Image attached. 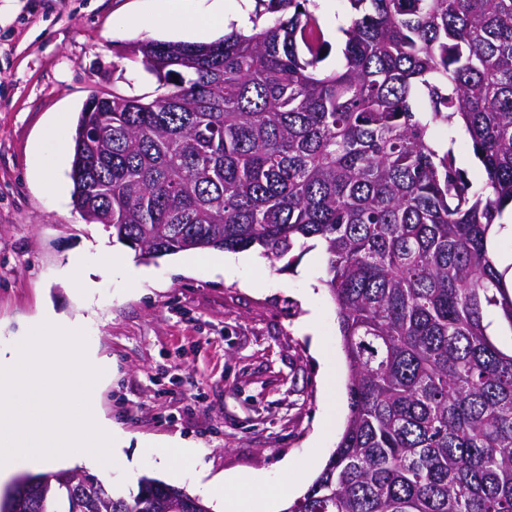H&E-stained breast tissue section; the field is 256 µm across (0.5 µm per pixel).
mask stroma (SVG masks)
<instances>
[{
	"instance_id": "stroma-1",
	"label": "stroma",
	"mask_w": 512,
	"mask_h": 512,
	"mask_svg": "<svg viewBox=\"0 0 512 512\" xmlns=\"http://www.w3.org/2000/svg\"><path fill=\"white\" fill-rule=\"evenodd\" d=\"M343 0H317L341 59ZM185 18L155 20V0H0V341L47 310L80 319L111 363L98 410L127 443L130 468L105 475L115 491L140 476L197 495L234 475L287 484L301 496L322 471L348 415L347 364L321 247L288 270L253 248L217 273L218 250L137 261L74 209L70 178L79 112L95 91L142 95L154 79L121 53L145 37L186 41ZM53 174L46 193L43 174ZM111 262L94 299L74 291L75 259ZM145 442L200 450L175 479L138 454ZM291 469H283V461Z\"/></svg>"
}]
</instances>
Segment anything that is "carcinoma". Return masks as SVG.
<instances>
[{
    "mask_svg": "<svg viewBox=\"0 0 512 512\" xmlns=\"http://www.w3.org/2000/svg\"><path fill=\"white\" fill-rule=\"evenodd\" d=\"M343 60L315 0H255L211 42L137 41L151 98L91 95L74 208L135 258L259 247L325 254L349 368L336 450L283 512H512V290L490 256L512 211V0H344ZM461 128L474 186L432 126ZM79 467L23 473L0 512H213L142 476L91 498Z\"/></svg>",
    "mask_w": 512,
    "mask_h": 512,
    "instance_id": "obj_1",
    "label": "carcinoma"
}]
</instances>
